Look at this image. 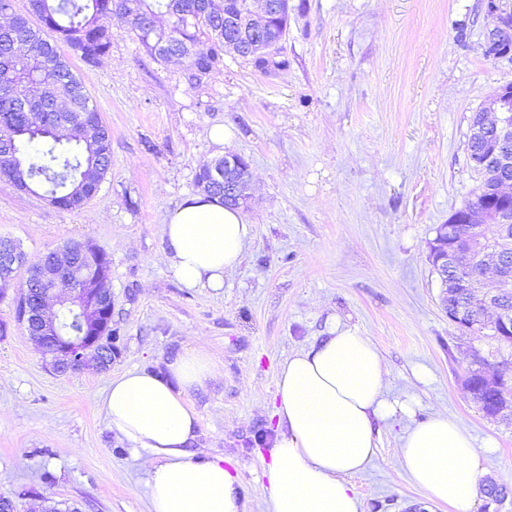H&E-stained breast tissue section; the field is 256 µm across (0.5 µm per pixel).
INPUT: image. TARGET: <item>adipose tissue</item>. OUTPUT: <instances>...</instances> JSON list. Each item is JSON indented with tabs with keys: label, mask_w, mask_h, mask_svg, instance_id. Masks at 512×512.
<instances>
[{
	"label": "adipose tissue",
	"mask_w": 512,
	"mask_h": 512,
	"mask_svg": "<svg viewBox=\"0 0 512 512\" xmlns=\"http://www.w3.org/2000/svg\"><path fill=\"white\" fill-rule=\"evenodd\" d=\"M253 227L239 210L205 193L183 199L165 220L174 276L186 288L224 285L242 260ZM218 371L195 350L165 371L132 368L113 377L102 400L110 431L146 454L149 512H247L237 473L224 459L190 452L200 419L189 399ZM383 359L357 329L337 327L320 344L279 366L273 416L277 431L264 475L270 512H364L350 482L376 454L379 425L402 423L401 464L426 497L453 512H473L492 451L465 423L445 414L413 420L389 394Z\"/></svg>",
	"instance_id": "ef3b65f1"
}]
</instances>
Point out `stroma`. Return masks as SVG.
I'll use <instances>...</instances> for the list:
<instances>
[{
	"instance_id": "1",
	"label": "stroma",
	"mask_w": 512,
	"mask_h": 512,
	"mask_svg": "<svg viewBox=\"0 0 512 512\" xmlns=\"http://www.w3.org/2000/svg\"><path fill=\"white\" fill-rule=\"evenodd\" d=\"M481 3L290 0L276 75L228 50L196 88L179 65L154 61L123 18L109 20V52L72 61L112 132L98 193L70 211L0 182V237L31 266L70 240L107 253L120 343L110 371L90 361L55 372L16 320L18 289L0 298V498L16 512H42L46 500L148 512L145 471L108 429L102 394L114 374L200 349L223 374L190 394L196 446L239 472L249 512H270L262 457L278 367L337 325L369 336L415 419L445 412L490 443L489 478L512 490V417L486 416L464 383L477 362L512 364V347L449 322L428 260L436 227L478 184L471 118L512 83V62L482 52L494 19ZM215 126L250 163L253 237L222 289H188L171 271L163 224L197 193V166L222 156ZM379 440L351 479L364 512H450L410 481L396 431L381 427Z\"/></svg>"
}]
</instances>
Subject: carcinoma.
I'll list each match as a JSON object with an SVG mask.
<instances>
[{"instance_id":"cac0c4a2","label":"carcinoma","mask_w":512,"mask_h":512,"mask_svg":"<svg viewBox=\"0 0 512 512\" xmlns=\"http://www.w3.org/2000/svg\"><path fill=\"white\" fill-rule=\"evenodd\" d=\"M12 4L13 0H0V13L9 16L8 24L0 27V83L20 85L33 96L43 95L48 85L52 100L39 112H22L0 96V137L15 140L12 154L6 153L7 145L0 146V177L13 184L23 180L34 194L45 191L53 204L66 210L82 207L106 176L112 133L99 121L95 134L82 139L62 125L74 112L86 120L97 107L59 43L94 64L112 44L106 20L119 14L130 33H150V38L139 39L150 56L161 45L170 48L165 61L189 59L183 78L191 87L201 85L224 55V39L215 34L224 28V17L211 0H28L27 10L40 12L36 27L26 15L14 12ZM161 16L169 18L168 27L156 26ZM16 28L25 36L14 49L9 41ZM202 35L208 42L200 41ZM57 322L66 335L77 331L76 313L67 308L59 312ZM470 391L486 415H496L500 398L480 375L472 376Z\"/></svg>"}]
</instances>
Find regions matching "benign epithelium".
I'll return each instance as SVG.
<instances>
[{"label": "benign epithelium", "mask_w": 512, "mask_h": 512, "mask_svg": "<svg viewBox=\"0 0 512 512\" xmlns=\"http://www.w3.org/2000/svg\"><path fill=\"white\" fill-rule=\"evenodd\" d=\"M224 9V45L234 51L247 48L256 55L257 63L264 72L281 67L277 61L281 40L266 35L274 25L288 24V0H220ZM490 14L497 17L483 43L484 53H489L498 37L504 32L512 34V12L494 9ZM484 120L470 127L469 139L482 144V166L486 173L500 175L504 164L512 159V83L495 90L481 109ZM208 182L224 184V195L236 200L241 206L249 199L251 173L248 162L238 154L226 153L208 167ZM511 179H502L482 190L486 194L485 205L469 210L456 211L451 218L454 224H463L466 231L452 239L436 238L429 244V259L442 285L449 283L470 297L479 291L481 280L468 273L467 263L476 258L485 271L497 278V288H512V267L504 264L498 250L484 241L486 225L497 226L500 238H512ZM102 253L99 248L85 242H73L55 253V268L44 276L31 269L23 284L24 295L18 305V321L27 332L37 330L36 342L51 357L50 365L61 372L77 370L91 352L99 361V367L112 358V337L107 331L112 323V292L110 285L98 288L100 282L98 264ZM24 264V254L16 243L0 239V281L12 283L17 270ZM65 283L70 293L59 303L76 312L82 328L75 336L62 334L55 320L44 313L47 300L58 283ZM32 288L40 293L36 311L27 303V293ZM448 320L457 329L470 332L482 323L498 342L512 345V318L497 307V295L487 294L478 303L459 308L448 314Z\"/></svg>", "instance_id": "benign-epithelium-1"}]
</instances>
